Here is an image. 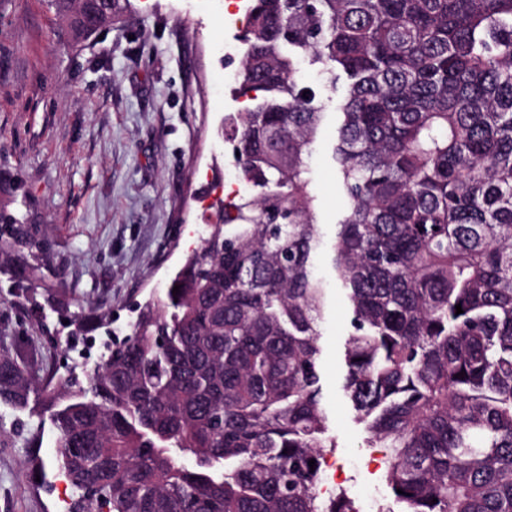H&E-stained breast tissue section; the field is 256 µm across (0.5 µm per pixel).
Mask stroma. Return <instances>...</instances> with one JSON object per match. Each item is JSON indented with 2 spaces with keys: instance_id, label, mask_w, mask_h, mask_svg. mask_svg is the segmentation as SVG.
<instances>
[{
  "instance_id": "1",
  "label": "stroma",
  "mask_w": 512,
  "mask_h": 512,
  "mask_svg": "<svg viewBox=\"0 0 512 512\" xmlns=\"http://www.w3.org/2000/svg\"><path fill=\"white\" fill-rule=\"evenodd\" d=\"M133 10L101 37L76 43L47 0H0V208L50 240L54 276L84 308L110 306L124 337L139 304L163 299L169 277L215 220V185L236 168L219 134L238 111L223 75L233 72L249 0H131ZM338 115L328 106L309 159L322 223L342 207L332 149ZM321 328L320 383L329 472L361 512H402L386 482L383 449L367 447L341 390L350 314L329 291ZM37 316L0 288V336H31ZM58 342L46 352L60 376L85 378L75 342L56 313ZM26 451L0 445V512H65L71 488L49 472L32 488Z\"/></svg>"
}]
</instances>
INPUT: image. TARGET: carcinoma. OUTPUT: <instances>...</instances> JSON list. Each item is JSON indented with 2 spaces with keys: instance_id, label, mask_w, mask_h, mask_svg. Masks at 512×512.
<instances>
[{
  "instance_id": "1",
  "label": "carcinoma",
  "mask_w": 512,
  "mask_h": 512,
  "mask_svg": "<svg viewBox=\"0 0 512 512\" xmlns=\"http://www.w3.org/2000/svg\"><path fill=\"white\" fill-rule=\"evenodd\" d=\"M51 5L84 41L82 5ZM240 41L248 107L224 137L246 189L86 382L0 343V405L37 417L0 442L25 437L38 487L50 426L67 512H360L316 488L336 447L326 267L351 315L343 391L404 512H512V0H252ZM302 64L346 88L330 233L309 177L323 102ZM51 257L0 211L15 296L45 298L73 334L107 327L48 282Z\"/></svg>"
}]
</instances>
